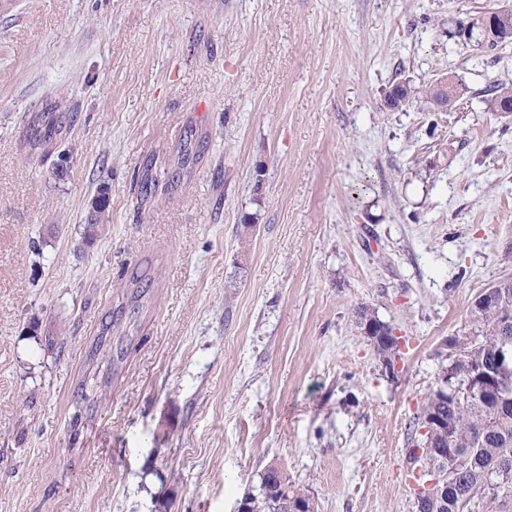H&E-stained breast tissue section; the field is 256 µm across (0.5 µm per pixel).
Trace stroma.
<instances>
[{"label":"stroma","mask_w":512,"mask_h":512,"mask_svg":"<svg viewBox=\"0 0 512 512\" xmlns=\"http://www.w3.org/2000/svg\"><path fill=\"white\" fill-rule=\"evenodd\" d=\"M502 4L0 13V512H235L271 465L314 512H413L444 342L512 276V117L483 96L512 44L454 34ZM448 75L450 109H383ZM47 110L69 132L46 156L26 120ZM365 308L403 338L394 373Z\"/></svg>","instance_id":"stroma-1"}]
</instances>
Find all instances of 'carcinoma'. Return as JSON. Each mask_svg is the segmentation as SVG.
<instances>
[{"mask_svg":"<svg viewBox=\"0 0 512 512\" xmlns=\"http://www.w3.org/2000/svg\"><path fill=\"white\" fill-rule=\"evenodd\" d=\"M485 103L492 111L507 104L512 106V87L492 85L484 91ZM28 132L34 147L46 152L63 137L66 126L54 112H36L29 118ZM498 309L484 313L469 310L473 326L470 336H451L448 346H467L489 356L502 340L512 341V325L495 330ZM468 357L457 354L450 366V382L463 387L467 381ZM436 411L448 422V432L434 436V447L416 454L415 448L426 442L421 437L407 451L409 476L413 488L416 512H481L485 501L502 500L499 508L508 507L512 499V387L501 406L491 409L476 399H455L441 391V384L426 396L422 411ZM449 475L452 487L448 493L422 490L425 482ZM304 496L293 487L283 472L267 468L259 475L257 493H246L248 512H290L289 498Z\"/></svg>","mask_w":512,"mask_h":512,"instance_id":"1","label":"carcinoma"}]
</instances>
